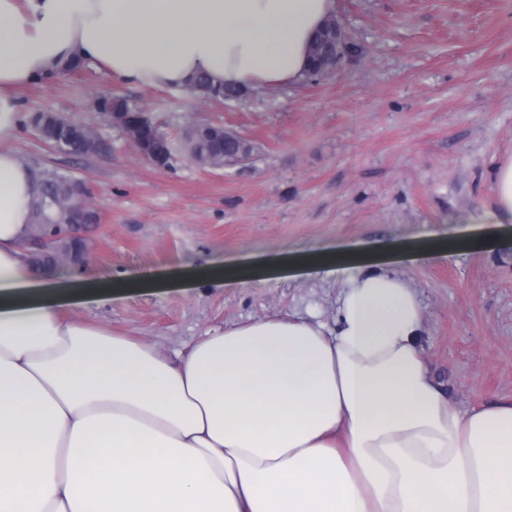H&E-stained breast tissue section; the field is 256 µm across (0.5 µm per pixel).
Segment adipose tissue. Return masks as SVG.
I'll return each instance as SVG.
<instances>
[{"instance_id": "ef3b65f1", "label": "adipose tissue", "mask_w": 512, "mask_h": 512, "mask_svg": "<svg viewBox=\"0 0 512 512\" xmlns=\"http://www.w3.org/2000/svg\"><path fill=\"white\" fill-rule=\"evenodd\" d=\"M336 0H0V512H512V400L466 411L418 294L356 252L334 324L267 317L179 357L63 314L26 243L16 87L75 59L131 84L295 83Z\"/></svg>"}]
</instances>
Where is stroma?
I'll use <instances>...</instances> for the list:
<instances>
[{"instance_id":"1","label":"stroma","mask_w":512,"mask_h":512,"mask_svg":"<svg viewBox=\"0 0 512 512\" xmlns=\"http://www.w3.org/2000/svg\"><path fill=\"white\" fill-rule=\"evenodd\" d=\"M358 57L316 83L206 100L135 86L91 63L18 87L22 115L95 126L101 148L68 154L21 124L14 149L40 171L85 181L99 223L88 263L59 262L62 310L174 352L207 329L266 317L332 321L339 283L315 253L376 255L416 288L425 358L459 408L512 400V224L496 223L492 178L512 156V0H336ZM116 93L148 108L175 154L143 160L93 110ZM211 122L253 147L221 169L187 154ZM458 244L455 256L434 245ZM251 266L254 286L210 282ZM137 291H106L116 279Z\"/></svg>"}]
</instances>
